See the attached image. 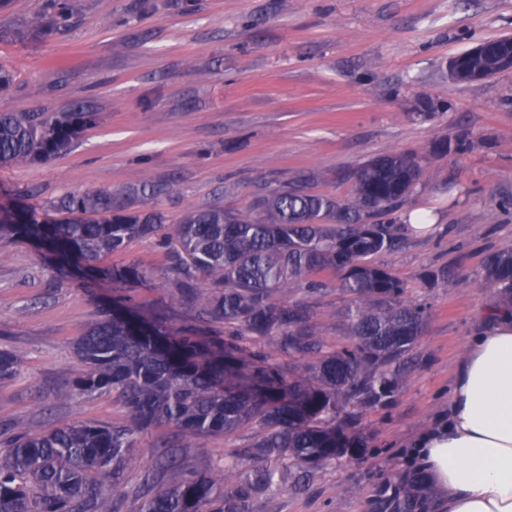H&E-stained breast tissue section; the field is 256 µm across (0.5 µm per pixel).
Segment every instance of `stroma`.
Here are the masks:
<instances>
[{
    "label": "stroma",
    "mask_w": 512,
    "mask_h": 512,
    "mask_svg": "<svg viewBox=\"0 0 512 512\" xmlns=\"http://www.w3.org/2000/svg\"><path fill=\"white\" fill-rule=\"evenodd\" d=\"M37 17L48 20L39 32L30 27ZM510 35L512 0H0V68L12 76L0 112L53 121L81 105L96 114L66 152L0 164L5 220L89 187L172 223L194 207L249 212L259 193L298 180L344 199L364 162L451 145L389 216L404 225V246L376 258L427 312L406 382L386 403L358 410L362 451L310 475L289 466L287 482L256 496L251 512H388L400 476L418 477L410 451L447 419L456 364L501 304L500 290L484 283V260L512 251V72L460 82L448 61ZM145 184L158 193L142 192ZM419 213L432 232L406 228ZM131 263L148 277L116 285L60 273L31 242L0 245V350L23 356L0 381V430L20 417L50 431L123 415L111 395L73 393L82 370L73 341L113 300L195 325L194 306L169 303L174 285L155 241H132L99 265ZM439 269L447 280L429 282ZM317 279L313 321L344 347L350 298L335 273ZM254 433L184 449L186 470L223 464L225 448Z\"/></svg>",
    "instance_id": "stroma-1"
}]
</instances>
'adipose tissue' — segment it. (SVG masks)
<instances>
[{
	"label": "adipose tissue",
	"mask_w": 512,
	"mask_h": 512,
	"mask_svg": "<svg viewBox=\"0 0 512 512\" xmlns=\"http://www.w3.org/2000/svg\"><path fill=\"white\" fill-rule=\"evenodd\" d=\"M494 318L457 368L447 422L414 450L447 512H512V313Z\"/></svg>",
	"instance_id": "ef3b65f1"
}]
</instances>
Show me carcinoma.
Masks as SVG:
<instances>
[{
	"label": "carcinoma",
	"instance_id": "cac0c4a2",
	"mask_svg": "<svg viewBox=\"0 0 512 512\" xmlns=\"http://www.w3.org/2000/svg\"><path fill=\"white\" fill-rule=\"evenodd\" d=\"M95 124L76 108L64 119L39 121L0 113V164H34L66 151ZM421 158L390 153L361 165L344 200L286 186L260 197L248 215L218 207L186 211L175 224L160 211L129 212L112 193L86 189L53 211L30 207L22 223L0 224V245L36 241L67 265L92 268L136 239L155 238L177 291L200 321H219L224 335L171 326L160 315L142 328L104 311L75 343L83 364L81 394L110 392L125 415L112 422H76L41 433L19 418L0 448V512H121L125 473L142 463L137 435L167 427L157 471L139 490V512H246L252 494L284 478L288 462L310 469L363 447L348 406L389 400L403 383L392 365L421 335L425 309L409 301L405 283L373 257L398 249L401 227L378 217L396 210L421 176ZM340 274L350 296L352 344L335 348L319 336L298 291L317 289L311 276ZM486 282L504 290L512 308V252L490 254ZM130 283L138 264L100 270ZM210 283L197 287L199 278ZM302 362H275L258 342ZM21 354L0 351V380L11 378ZM254 423L260 435L224 458V468L170 479L179 448H204L209 437Z\"/></svg>",
	"mask_w": 512,
	"mask_h": 512
}]
</instances>
